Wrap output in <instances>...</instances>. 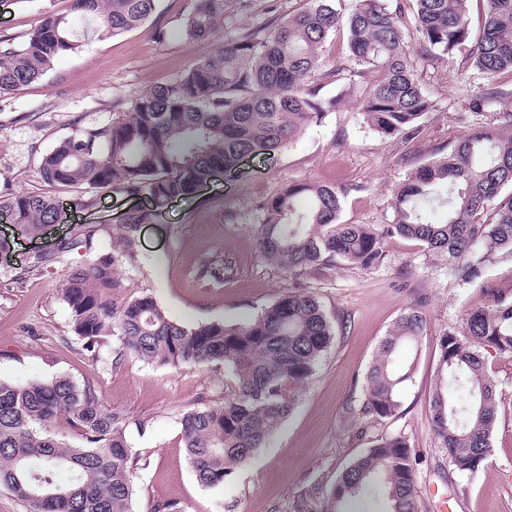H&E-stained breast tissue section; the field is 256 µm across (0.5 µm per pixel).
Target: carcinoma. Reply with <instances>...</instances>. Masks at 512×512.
Returning <instances> with one entry per match:
<instances>
[{
	"mask_svg": "<svg viewBox=\"0 0 512 512\" xmlns=\"http://www.w3.org/2000/svg\"><path fill=\"white\" fill-rule=\"evenodd\" d=\"M156 0H72L71 14H46L23 42L0 38V98L41 79L62 57L89 39L104 40L142 27ZM333 0H308L304 9L232 31L214 53L164 83L112 102L114 118L79 126L40 158L38 174L50 187L79 189L71 205L89 210L105 191L145 195L152 208L128 211L112 237V252L74 266L63 298L74 333L85 350L116 338L111 365L133 355L147 364L224 370L234 385L224 400L194 407L180 418L189 467L203 487L224 484L234 466L267 444L293 411L297 393L312 381L335 330L319 297L297 284L259 315L237 323L187 326L173 320L150 296L123 295L120 268L139 264V226L153 224L167 203L206 184L215 170H237L241 157L290 144L336 107L317 99L318 86L369 76L359 105L368 126L385 136L418 132L434 110L420 83L405 30L413 25L421 51L450 59L474 42L469 65L483 79L512 71V0H483L474 32L467 0H415L413 19L393 0H352L346 19L349 68H324L322 52L340 16ZM226 0H197L182 23L185 43L210 39L224 27ZM499 91L473 95L467 111L482 115ZM444 185L445 220L433 224L422 207ZM397 220L376 228L339 221L336 187L293 183L259 204L260 253L289 275L326 274L336 262L363 271L385 259L384 240L400 236L448 256V274L471 281L512 257V110L498 124L481 123L448 154L412 172L397 188ZM491 217L479 222L485 211ZM39 236L57 223L51 195L0 192V217ZM104 225L82 227L55 250L38 254L17 274L36 275L63 255L90 253ZM239 266L232 253L203 255L194 279L222 288ZM489 303L464 314L439 339L437 376L446 390L431 396L434 433L448 467L476 472L487 460L498 413L497 384L486 371L485 351L512 356V295L488 290ZM427 321L417 308L403 312L378 345L365 374L361 424L375 428L395 417L413 381L408 353L424 337ZM129 418L103 402L91 382L66 375L24 385L0 379V488L32 512H134L136 464L126 440ZM72 430L71 443L60 426ZM65 472L69 479L59 480ZM384 512H420L415 450L401 432H381L336 479L327 512H356L368 502Z\"/></svg>",
	"mask_w": 512,
	"mask_h": 512,
	"instance_id": "obj_1",
	"label": "carcinoma"
}]
</instances>
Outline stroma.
<instances>
[{
    "mask_svg": "<svg viewBox=\"0 0 512 512\" xmlns=\"http://www.w3.org/2000/svg\"><path fill=\"white\" fill-rule=\"evenodd\" d=\"M195 0H157L141 28L115 38L92 39L78 54L59 60L48 76L0 98V189L43 192L36 167L41 153L70 135L76 123L110 121L112 101L167 81L212 54L223 37L185 44L181 23ZM70 0H0V37L25 41L46 13H68ZM164 41H157L156 30ZM473 43L460 46L453 61L419 54L417 74L431 92L433 112L418 134L384 137L364 122L347 80L325 85L320 98H337L336 108L288 146L244 157L235 174L217 173L196 199L173 202L157 223L142 230L138 267L123 268L124 293L150 295L174 320L186 325L239 322L259 314L288 290L291 278L256 249L257 204L289 183L319 182L343 193L345 224L393 223L394 193L418 167L447 153L467 133L469 97L485 87L512 92V72L485 82L468 69ZM65 221L52 235L32 240L0 223V236L14 238L12 263L0 264V378L18 384L63 374L89 380L114 411L132 417L125 430L137 462L136 512L166 502L182 512H325L337 475L370 446L350 408L362 399L365 374L376 348L407 309L425 314L429 329L417 355L400 413L384 430L404 432L419 457L421 512H512V358L489 354L488 370L498 385V421L484 467L449 475L429 418L438 384V338L463 314L487 302L488 289L512 294V258L501 259L479 278L459 282L444 256L417 242L389 238L381 267L365 272L337 265L318 277H304L320 296L336 327V340L315 378L296 397L292 413L267 448L234 466L224 484L199 485L181 443V413L223 400L230 379L223 371L150 365L129 356L111 364L114 337L90 355L71 327L62 286L75 260L60 257L37 275L16 281L17 266L50 250L56 236L82 224H104L96 253L110 252L130 202L104 192L97 209L73 210L71 191L55 193ZM226 251L239 259L234 281L206 289L191 276L199 257Z\"/></svg>",
    "mask_w": 512,
    "mask_h": 512,
    "instance_id": "obj_1",
    "label": "stroma"
}]
</instances>
